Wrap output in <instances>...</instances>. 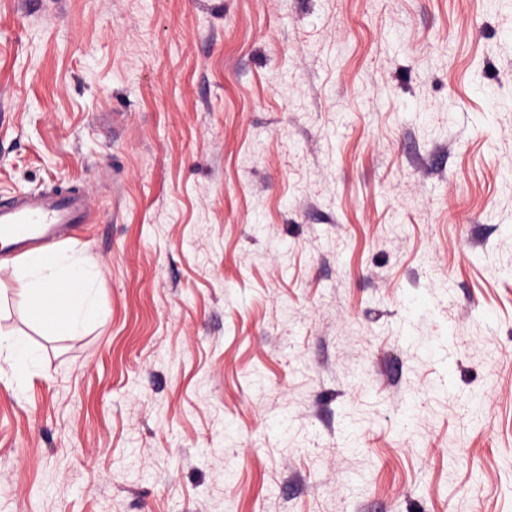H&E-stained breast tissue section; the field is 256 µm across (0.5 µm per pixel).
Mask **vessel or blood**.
Instances as JSON below:
<instances>
[{"instance_id": "vessel-or-blood-1", "label": "vessel or blood", "mask_w": 512, "mask_h": 512, "mask_svg": "<svg viewBox=\"0 0 512 512\" xmlns=\"http://www.w3.org/2000/svg\"><path fill=\"white\" fill-rule=\"evenodd\" d=\"M88 213L81 191L21 193L0 200V254L21 256L72 238Z\"/></svg>"}]
</instances>
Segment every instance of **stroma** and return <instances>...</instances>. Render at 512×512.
Listing matches in <instances>:
<instances>
[{
  "label": "stroma",
  "mask_w": 512,
  "mask_h": 512,
  "mask_svg": "<svg viewBox=\"0 0 512 512\" xmlns=\"http://www.w3.org/2000/svg\"><path fill=\"white\" fill-rule=\"evenodd\" d=\"M52 188L107 317L0 259V512H512V0H0ZM7 351L6 360L14 369L19 382H22L26 371L32 363V354L20 341L0 336V356Z\"/></svg>",
  "instance_id": "stroma-1"
}]
</instances>
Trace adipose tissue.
Returning a JSON list of instances; mask_svg holds the SVG:
<instances>
[{
	"mask_svg": "<svg viewBox=\"0 0 512 512\" xmlns=\"http://www.w3.org/2000/svg\"><path fill=\"white\" fill-rule=\"evenodd\" d=\"M98 272L83 259L65 252L38 253L27 260L29 299L58 296L66 306L63 318L49 317L51 329L77 336L87 323L99 319L95 284Z\"/></svg>",
	"mask_w": 512,
	"mask_h": 512,
	"instance_id": "obj_1",
	"label": "adipose tissue"
}]
</instances>
